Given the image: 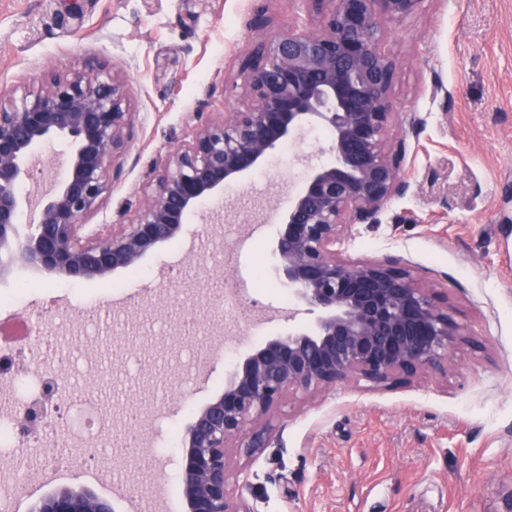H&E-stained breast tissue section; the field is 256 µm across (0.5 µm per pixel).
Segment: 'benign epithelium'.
<instances>
[{
	"mask_svg": "<svg viewBox=\"0 0 512 512\" xmlns=\"http://www.w3.org/2000/svg\"><path fill=\"white\" fill-rule=\"evenodd\" d=\"M322 29H280L244 67L252 105L193 129L145 191L134 219L82 237V219L111 189V167L126 152L134 113L126 80L105 66L53 76L0 101V277L17 265L71 280L104 281L180 237L200 205L260 167L304 129L330 132V159L310 169L288 199L270 247V275L312 315L266 341L230 373L224 390L181 436L187 512H249L227 489V449L290 393L352 380L385 383L443 371L464 333L448 301L407 264L354 262L336 250L352 228L404 193L397 151L386 138L394 63L381 49V22L414 12L421 0H330ZM65 143L68 167L38 216L20 233V187L35 150ZM63 381L17 418L37 432ZM32 512H114L83 486H64Z\"/></svg>",
	"mask_w": 512,
	"mask_h": 512,
	"instance_id": "benign-epithelium-1",
	"label": "benign epithelium"
}]
</instances>
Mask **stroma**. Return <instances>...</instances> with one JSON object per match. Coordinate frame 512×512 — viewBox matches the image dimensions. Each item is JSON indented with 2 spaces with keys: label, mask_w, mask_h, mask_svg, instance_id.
<instances>
[{
  "label": "stroma",
  "mask_w": 512,
  "mask_h": 512,
  "mask_svg": "<svg viewBox=\"0 0 512 512\" xmlns=\"http://www.w3.org/2000/svg\"><path fill=\"white\" fill-rule=\"evenodd\" d=\"M329 9L311 0H0V92L91 62L126 76L133 138L85 219L91 231L123 224L195 126L250 106L243 66L254 46L287 26L318 30ZM383 29L394 62L387 138L404 146L407 189L339 250L410 264L447 295L466 339L442 373L286 396L256 425V447L228 451L229 492L250 512H512V0H421ZM329 139L311 127L283 145L205 202L138 273L103 284L20 267L0 280L14 298L0 318L32 316L41 335L74 351L72 380L93 386L101 409L119 421L132 407L150 411L144 445L157 467L118 457L103 469L125 491H147L156 512H185L181 435L230 368L308 319L289 318L283 288L257 276L248 238L269 247L310 166L328 161ZM90 307L100 326L86 322ZM193 346L208 363H189ZM90 425L74 407L68 427ZM68 427L41 431L46 478L23 487L15 512L66 485L130 512L125 492L50 451Z\"/></svg>",
  "instance_id": "35a3bbf8"
}]
</instances>
